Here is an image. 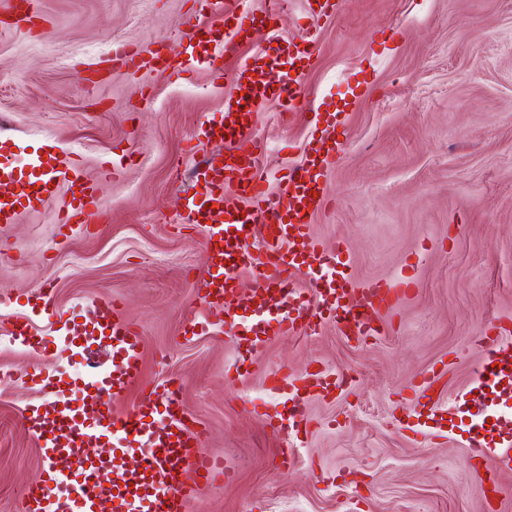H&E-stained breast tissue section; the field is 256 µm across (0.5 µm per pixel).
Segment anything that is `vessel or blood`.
<instances>
[{
	"label": "vessel or blood",
	"instance_id": "vessel-or-blood-1",
	"mask_svg": "<svg viewBox=\"0 0 512 512\" xmlns=\"http://www.w3.org/2000/svg\"><path fill=\"white\" fill-rule=\"evenodd\" d=\"M213 13L230 11L225 28L187 25L180 38L183 49L172 52L167 41L145 48L113 43L108 55L113 67L137 73L153 69L182 79L192 74L199 53H206L214 78H221L225 51L234 47L258 16L276 19L266 0L262 14L252 7L229 9L226 0H210ZM0 10L21 22H34L39 13L33 0H0ZM301 52L282 55L261 50L241 59L224 94L220 126L206 129L211 139L230 143L225 153L210 155L197 169L194 192L186 203L187 220L205 225L207 272L196 284V295L208 316L223 323L238 349L251 352L272 338L308 337L326 321H335L351 341L362 342L378 333L380 314L414 293L416 279L403 274L392 279L359 280L339 270V255L321 246L310 233V217L324 207L325 184L337 162L336 139L341 121L337 113H315L305 145L303 163L288 167L277 191H269L259 169L265 139L258 131L269 97L298 108L301 56L312 55L310 39L300 38ZM28 178L0 164V223H11L18 205L35 208L54 199L57 186L68 185L71 199L60 202L58 221L87 224L103 216L101 198L79 165L52 153L35 155ZM247 275L251 286L237 291L231 283ZM312 278L314 291L295 285L297 276ZM252 312V322L238 328V311ZM61 332L83 355L106 353V371L92 373L82 386L63 390L62 379L44 367L23 369L22 384L39 387L42 399L26 419L29 431L42 443L49 462L46 480L22 492V512H184L186 501L201 487L229 484L236 473L223 459L202 449L204 428L185 412L180 385L169 379L155 385L133 406L116 412L115 399L125 394L142 372L141 331L129 322L122 301L113 296L63 319ZM14 342L49 357L46 339L28 325L6 330ZM480 359L472 388L473 403L486 399L498 405L512 403V342L500 327L479 336ZM346 383L343 374L309 364L296 372L277 369L265 378L276 402L252 406L270 433L292 439L308 433L309 399L328 397ZM430 375H421L409 387L417 408L413 430L422 443L432 438V426L453 415V408L431 400ZM508 430L498 442L475 435L468 441L472 468L484 469L489 484L488 503L505 495L495 479L501 469H512V414L502 417Z\"/></svg>",
	"mask_w": 512,
	"mask_h": 512
}]
</instances>
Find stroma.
I'll return each instance as SVG.
<instances>
[{
    "instance_id": "35a3bbf8",
    "label": "stroma",
    "mask_w": 512,
    "mask_h": 512,
    "mask_svg": "<svg viewBox=\"0 0 512 512\" xmlns=\"http://www.w3.org/2000/svg\"><path fill=\"white\" fill-rule=\"evenodd\" d=\"M45 33L0 31V154L27 170L30 148L75 152L97 183L104 218L91 229L58 224L55 201L19 206L0 223V321L48 325L27 304L46 288L50 308L70 313L119 296L139 326L143 372L114 409L174 378L187 409L208 429L203 449L234 469L231 485L200 489L186 512H486L479 477L466 465L470 435L498 439L493 415L464 417L424 447L398 417L406 386L435 371L434 395L452 401L471 385L474 342L501 324L512 330V0H344L337 16L289 0L277 29L257 24L225 54L240 58L308 34L316 51L304 100L287 125L269 99L260 162L283 174L304 158L317 112H339L330 201L310 225L327 249L344 239L345 270L360 279L415 273L417 291L386 316L380 336L348 342L335 323L297 340L268 341L241 360L233 337L208 326L194 299L204 275L201 227L184 223L181 188L220 142L187 140L219 125L224 86L206 58L190 80L141 70L108 73L78 89L74 68L112 41L178 46L188 18L214 21L202 0H38ZM119 163L117 179L101 177ZM354 383L334 399L311 398L310 433L298 465L275 469L283 446L241 400H267L274 369L311 361ZM247 372L237 376L235 369ZM35 390L0 380V512H21L20 494L47 464L23 415ZM333 477L319 482L317 472Z\"/></svg>"
}]
</instances>
